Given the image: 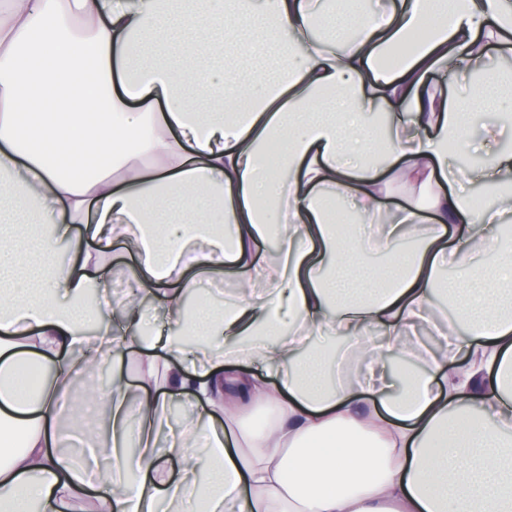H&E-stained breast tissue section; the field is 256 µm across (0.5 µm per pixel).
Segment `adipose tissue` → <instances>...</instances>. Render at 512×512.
Returning a JSON list of instances; mask_svg holds the SVG:
<instances>
[{
  "instance_id": "1",
  "label": "adipose tissue",
  "mask_w": 512,
  "mask_h": 512,
  "mask_svg": "<svg viewBox=\"0 0 512 512\" xmlns=\"http://www.w3.org/2000/svg\"><path fill=\"white\" fill-rule=\"evenodd\" d=\"M0 0V190L20 203L0 224V512H71L87 473L61 454V399L98 358L136 350L139 383L113 376L89 396L97 441L114 460L98 512H512V151L457 166L497 144L501 75L471 79L488 45L512 52V0ZM451 24H443V14ZM401 55L383 67L387 52ZM465 95L448 98L449 77ZM193 82L221 101L186 98ZM276 142L278 166L263 161ZM406 206L380 205L390 184ZM460 189L444 193L440 183ZM502 192L474 209L472 186ZM387 217L386 262L351 271L362 244L323 196ZM464 226H456L458 217ZM94 249L64 261L72 225ZM276 239L285 265L259 250ZM139 274L122 298L105 277L113 241ZM231 268L241 291L212 311L196 297L205 344L176 336L199 280ZM464 286L437 349L405 350L441 288ZM171 333L140 334L144 300ZM351 341L306 350L311 336ZM413 369L390 381V356ZM45 369L35 392L12 378ZM201 408L183 437L158 445L168 400ZM150 414L130 429L133 408ZM269 425L243 426L254 410ZM206 440V454L186 442ZM137 454H126L129 443ZM178 456L180 475L164 462Z\"/></svg>"
}]
</instances>
